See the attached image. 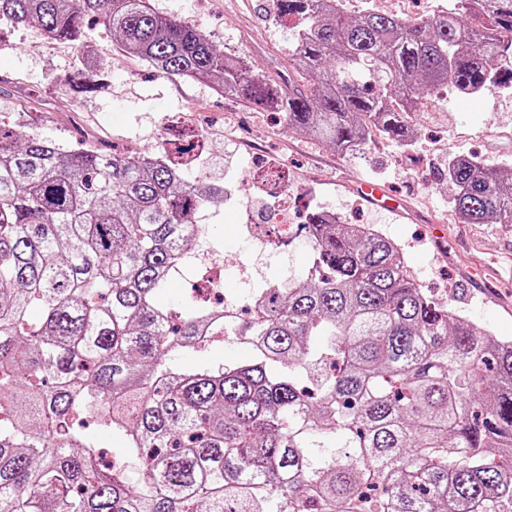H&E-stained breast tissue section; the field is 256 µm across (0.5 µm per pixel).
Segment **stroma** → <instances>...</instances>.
I'll list each match as a JSON object with an SVG mask.
<instances>
[{"mask_svg":"<svg viewBox=\"0 0 512 512\" xmlns=\"http://www.w3.org/2000/svg\"><path fill=\"white\" fill-rule=\"evenodd\" d=\"M165 15L200 25L217 49L244 58L253 73L288 77L291 31L278 21L274 0H150ZM446 0H345L350 15L375 10L404 19L429 17ZM96 58L89 71L87 58ZM445 88L416 117V143L404 147L380 132L359 155L341 154L288 131L271 113L213 93L206 80L166 76L146 61L123 54L111 30L90 21L83 47L47 40L39 27L15 32L0 50V115L20 117L30 134L87 147L160 151L188 130L209 137L204 169L223 182L260 173L275 161L301 194V206L330 210L347 224H372L401 245L416 283L493 335L512 338V224H463L450 206L440 175L448 156L475 157L512 169V91L493 85L477 98ZM387 184L407 208L395 215L357 191L360 180ZM207 225L205 247L221 268L224 295L246 302L254 287L238 264L263 248L261 277L269 283L305 279L310 246L288 245L266 234L242 235L244 221L229 203L198 212Z\"/></svg>","mask_w":512,"mask_h":512,"instance_id":"1","label":"stroma"}]
</instances>
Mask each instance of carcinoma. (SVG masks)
<instances>
[{
  "mask_svg": "<svg viewBox=\"0 0 512 512\" xmlns=\"http://www.w3.org/2000/svg\"><path fill=\"white\" fill-rule=\"evenodd\" d=\"M343 2L275 0L296 20L286 87L150 0H0V36L78 45L95 17L158 71L351 155L373 127L408 143L441 86L512 88V0L414 20ZM188 167L181 146L103 153L0 118V512H512V339L411 280L380 229L317 209L307 277L257 289L250 319L166 305L208 233L193 217L224 198ZM445 176L459 221L512 224V173L450 156ZM220 328L246 357L177 365Z\"/></svg>",
  "mask_w": 512,
  "mask_h": 512,
  "instance_id": "1",
  "label": "carcinoma"
}]
</instances>
